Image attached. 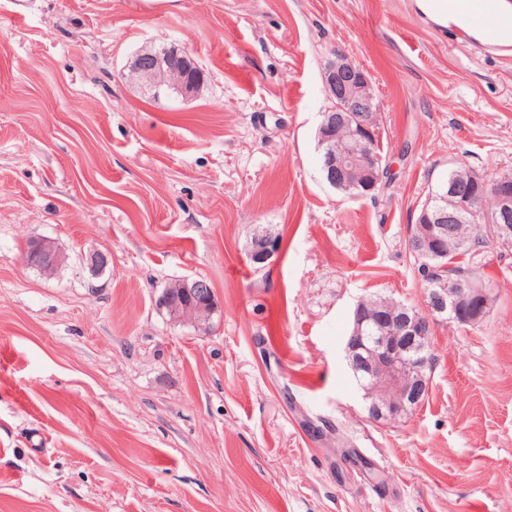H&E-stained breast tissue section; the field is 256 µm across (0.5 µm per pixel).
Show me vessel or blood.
Returning a JSON list of instances; mask_svg holds the SVG:
<instances>
[{"label":"vessel or blood","instance_id":"b4317fda","mask_svg":"<svg viewBox=\"0 0 512 512\" xmlns=\"http://www.w3.org/2000/svg\"><path fill=\"white\" fill-rule=\"evenodd\" d=\"M427 9L450 33L468 34L470 49L512 58V6L504 0H427Z\"/></svg>","mask_w":512,"mask_h":512}]
</instances>
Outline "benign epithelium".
I'll return each instance as SVG.
<instances>
[{"label": "benign epithelium", "instance_id": "1", "mask_svg": "<svg viewBox=\"0 0 512 512\" xmlns=\"http://www.w3.org/2000/svg\"><path fill=\"white\" fill-rule=\"evenodd\" d=\"M128 70L155 96L174 91L188 97L201 86L192 57L174 47H145L131 58ZM324 87L332 102L321 113L318 129L320 143L326 146L324 178L348 189L360 187L372 192L377 186L378 165L367 141L379 125L380 108L371 78L362 66L335 50L324 71ZM489 193L496 199L493 211L485 208ZM448 195L460 199L459 206L450 210L439 204L426 210L423 223L409 230L408 239L415 242L423 256L444 259L459 252L464 242L460 235L448 230V225L461 224L470 216H481L497 225L502 235L512 237L511 186L496 181L490 186L468 188L454 177L448 182ZM277 249L275 239L258 235L252 241L250 256L254 263L263 264ZM25 261L51 274L63 258L52 241L35 238L27 243ZM425 297L426 312L437 319L450 315L470 322L487 316L488 288L472 276L443 278L437 288L430 282ZM158 304L171 319L205 332L214 309V295L203 279L178 280L164 289ZM353 320L345 357L362 383L366 413L371 420L396 422L429 390L425 373L433 360L420 312L407 305L398 310L378 305L370 310L358 304ZM373 328L383 330V334L371 335Z\"/></svg>", "mask_w": 512, "mask_h": 512}]
</instances>
